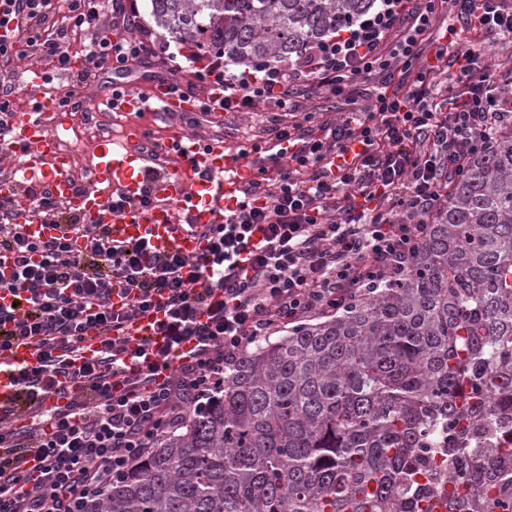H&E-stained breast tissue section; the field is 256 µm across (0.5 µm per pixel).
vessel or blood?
<instances>
[{
    "label": "vessel or blood",
    "instance_id": "b4317fda",
    "mask_svg": "<svg viewBox=\"0 0 512 512\" xmlns=\"http://www.w3.org/2000/svg\"><path fill=\"white\" fill-rule=\"evenodd\" d=\"M44 83V71L32 68L27 90L34 100L16 105L9 119L10 137L0 143L1 155L21 158L18 174L0 180V197L13 200L28 234L49 239L67 233L65 225L49 223L31 205L29 189L45 186L84 223L109 225L113 239L145 241L153 249L175 250L192 260L202 256L207 242L201 229L223 223L225 212L238 204L241 183L231 172L244 167V160L226 154L223 143L193 140L173 148L180 166L168 170L142 151L145 127L130 124L120 138L100 141L92 181L76 189L68 175L72 157L57 147L58 131L65 127L72 109L45 96ZM92 86L99 100L117 102L123 112L143 110L151 102L168 113L194 109L191 97L170 92L164 84H148L145 77L131 73H100ZM116 89L122 93L117 100L112 97ZM116 192L126 201L120 210L112 207ZM147 193L155 205L144 209L139 201ZM36 354L31 341L0 351V410L10 412L12 421L24 416L16 401L18 369L35 364Z\"/></svg>",
    "mask_w": 512,
    "mask_h": 512
}]
</instances>
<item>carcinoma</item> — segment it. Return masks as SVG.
Here are the masks:
<instances>
[{"label":"carcinoma","instance_id":"carcinoma-1","mask_svg":"<svg viewBox=\"0 0 512 512\" xmlns=\"http://www.w3.org/2000/svg\"><path fill=\"white\" fill-rule=\"evenodd\" d=\"M224 69L287 68L377 0H150ZM82 512H512V126L444 196L411 264L259 340L204 411Z\"/></svg>","mask_w":512,"mask_h":512}]
</instances>
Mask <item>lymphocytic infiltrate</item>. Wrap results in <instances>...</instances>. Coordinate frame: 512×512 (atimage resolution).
I'll use <instances>...</instances> for the list:
<instances>
[{"instance_id": "lymphocytic-infiltrate-1", "label": "lymphocytic infiltrate", "mask_w": 512, "mask_h": 512, "mask_svg": "<svg viewBox=\"0 0 512 512\" xmlns=\"http://www.w3.org/2000/svg\"><path fill=\"white\" fill-rule=\"evenodd\" d=\"M479 32L459 45L433 37L449 4ZM125 0H0V59H40L64 72L73 35L89 41L87 83L100 71L147 66L154 51L123 36ZM512 38V0H381L357 29L315 46L292 68L247 80H218L195 92L170 64L171 91L193 94L200 114L251 112L260 105L295 112L298 99L323 90L346 99L340 122L316 137L295 123L279 128V152L261 158L244 199L224 223L206 226V251L191 261L147 243L118 244L108 228L83 223L50 191L32 192L35 211L68 225L71 237L36 240L10 200L0 198V292L23 299L24 318L0 306V351L27 339L37 363L18 377L17 397L30 410L20 428L0 417V512H80L130 465L177 430L186 407L204 409L224 372L250 344L309 314L344 308L361 291L410 263L432 212L481 151L512 119V68H492L487 37ZM389 90L366 94L373 74ZM369 105H362V96ZM362 150L328 175L325 159ZM81 245H74V238ZM125 301L114 305L115 284ZM164 301L157 332L178 350L161 370L150 343L128 349L126 325ZM103 329L96 358L82 355L87 329ZM82 391L65 408L48 409V393L67 383Z\"/></svg>"}]
</instances>
